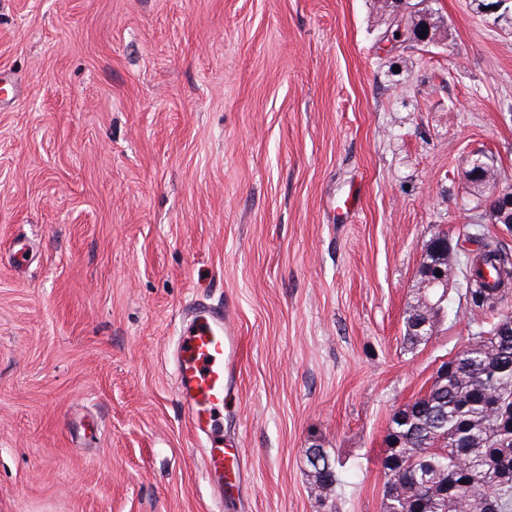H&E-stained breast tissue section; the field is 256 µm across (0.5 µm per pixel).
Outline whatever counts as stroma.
I'll return each instance as SVG.
<instances>
[{"mask_svg": "<svg viewBox=\"0 0 512 512\" xmlns=\"http://www.w3.org/2000/svg\"><path fill=\"white\" fill-rule=\"evenodd\" d=\"M0 75V512H220L171 360L202 297L243 512H382L393 413L487 318L403 339L429 239L474 248L472 154L512 187V5L0 0ZM315 446L360 465L322 502Z\"/></svg>", "mask_w": 512, "mask_h": 512, "instance_id": "obj_1", "label": "stroma"}]
</instances>
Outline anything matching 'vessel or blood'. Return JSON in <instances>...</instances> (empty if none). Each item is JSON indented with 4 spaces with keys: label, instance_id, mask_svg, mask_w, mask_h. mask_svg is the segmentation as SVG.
I'll use <instances>...</instances> for the list:
<instances>
[{
    "label": "vessel or blood",
    "instance_id": "1",
    "mask_svg": "<svg viewBox=\"0 0 512 512\" xmlns=\"http://www.w3.org/2000/svg\"><path fill=\"white\" fill-rule=\"evenodd\" d=\"M242 359V338L230 310L201 298L189 303L172 351L175 392L192 432L204 442L206 475L226 512H239L248 478L244 456L222 444L224 400L238 386Z\"/></svg>",
    "mask_w": 512,
    "mask_h": 512
}]
</instances>
